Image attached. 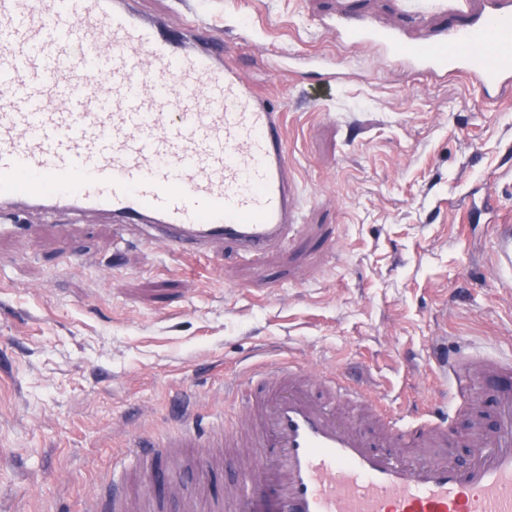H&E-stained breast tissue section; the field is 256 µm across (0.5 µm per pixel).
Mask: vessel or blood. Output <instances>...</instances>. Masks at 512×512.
I'll list each match as a JSON object with an SVG mask.
<instances>
[{
  "label": "vessel or blood",
  "mask_w": 512,
  "mask_h": 512,
  "mask_svg": "<svg viewBox=\"0 0 512 512\" xmlns=\"http://www.w3.org/2000/svg\"><path fill=\"white\" fill-rule=\"evenodd\" d=\"M330 28L418 74L478 75L485 97L512 90V0H483L434 45L356 14ZM232 53L164 31L130 0H0V203L103 212L121 236L176 255L229 243L258 262L290 243L301 202L285 114ZM494 260L512 273L510 223ZM435 367L453 384L447 409L380 422L356 385L262 371L235 430L138 436L125 451L137 489L103 482L86 512H144L152 493L178 495L186 468L230 471L236 512H512V356L459 350ZM481 398L489 415L459 435L457 416Z\"/></svg>",
  "instance_id": "obj_1"
}]
</instances>
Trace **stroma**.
<instances>
[{
    "label": "stroma",
    "instance_id": "35a3bbf8",
    "mask_svg": "<svg viewBox=\"0 0 512 512\" xmlns=\"http://www.w3.org/2000/svg\"><path fill=\"white\" fill-rule=\"evenodd\" d=\"M170 29L235 47L242 76L287 112L301 235L260 264L229 247L195 259L118 245L101 214L29 213L0 239V512H81L139 434L181 411L232 430L224 380L302 367L341 375L390 413L445 391L436 349L512 351V288L493 262L512 191V94L416 75L326 24L358 11L417 40L459 23L461 0H137ZM288 47L346 73L328 86ZM71 225L61 234L59 225Z\"/></svg>",
    "mask_w": 512,
    "mask_h": 512
}]
</instances>
